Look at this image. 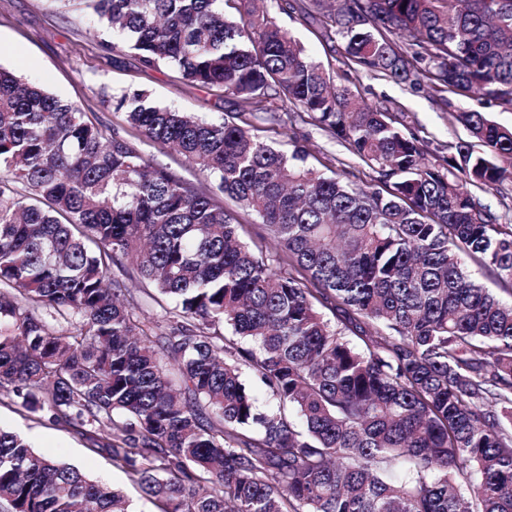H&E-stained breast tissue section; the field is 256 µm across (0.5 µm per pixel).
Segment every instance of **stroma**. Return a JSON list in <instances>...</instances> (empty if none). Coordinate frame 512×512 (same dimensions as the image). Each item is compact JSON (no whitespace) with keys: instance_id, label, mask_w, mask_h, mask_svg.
I'll list each match as a JSON object with an SVG mask.
<instances>
[{"instance_id":"obj_1","label":"stroma","mask_w":512,"mask_h":512,"mask_svg":"<svg viewBox=\"0 0 512 512\" xmlns=\"http://www.w3.org/2000/svg\"><path fill=\"white\" fill-rule=\"evenodd\" d=\"M270 12L331 73L335 84L359 90L368 102L393 107L401 129L423 138L430 154L466 139V130L455 118L459 100L445 105L426 93L365 72L348 73L341 51L319 38L315 22L275 6ZM111 41V32L95 31L93 18L75 0H0V66L80 106L106 133L131 136L116 101L136 89L148 90L160 105L208 120H223L232 109L221 91L185 83L165 65L144 68L135 53L111 50ZM237 111L264 140L285 150L296 144L307 148L311 165L322 173L346 169L349 179L360 186L376 177L372 168L315 126L272 122L244 107ZM0 427L25 435L39 453L121 489L135 512H158L156 503L113 467L106 455L91 450L85 436L28 411L19 399L1 391Z\"/></svg>"}]
</instances>
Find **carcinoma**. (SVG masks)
<instances>
[{
	"label": "carcinoma",
	"instance_id": "obj_1",
	"mask_svg": "<svg viewBox=\"0 0 512 512\" xmlns=\"http://www.w3.org/2000/svg\"><path fill=\"white\" fill-rule=\"evenodd\" d=\"M253 2L78 0L121 36L111 49L313 124L376 179L124 94L130 128L215 189L194 185L0 69V390L75 427L160 512H512V224L476 196L512 181V128L482 111L512 112V0L289 5L356 72L478 95L458 113L469 139L431 160ZM221 194L265 244L242 240ZM127 258L136 275L115 276ZM2 504L131 512L0 428Z\"/></svg>",
	"mask_w": 512,
	"mask_h": 512
}]
</instances>
